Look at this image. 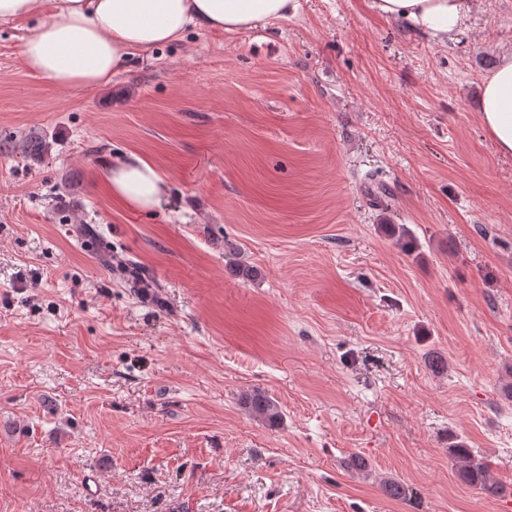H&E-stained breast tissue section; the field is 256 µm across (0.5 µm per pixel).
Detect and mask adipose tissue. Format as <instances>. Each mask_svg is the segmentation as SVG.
<instances>
[{"label": "adipose tissue", "mask_w": 512, "mask_h": 512, "mask_svg": "<svg viewBox=\"0 0 512 512\" xmlns=\"http://www.w3.org/2000/svg\"><path fill=\"white\" fill-rule=\"evenodd\" d=\"M292 0H0V23L34 25L20 56L33 73L62 91L111 83L121 59L193 30L246 31L283 18ZM380 15L444 42L465 28L476 0H372ZM480 121L498 151L512 155V49L482 81ZM113 196L138 211L160 208L168 183L159 167L129 153L107 169Z\"/></svg>", "instance_id": "adipose-tissue-1"}]
</instances>
